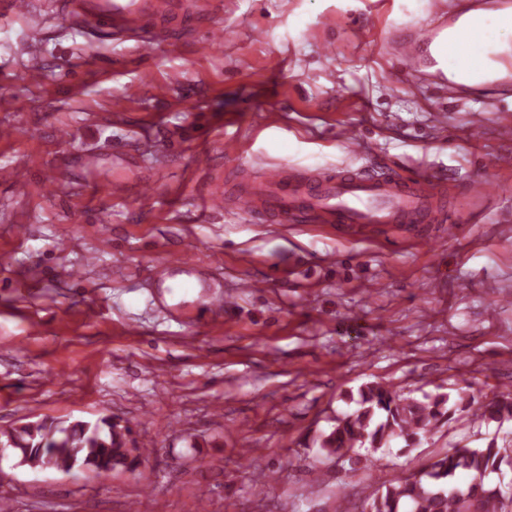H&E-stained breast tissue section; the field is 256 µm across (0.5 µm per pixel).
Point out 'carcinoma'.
<instances>
[{
  "mask_svg": "<svg viewBox=\"0 0 512 512\" xmlns=\"http://www.w3.org/2000/svg\"><path fill=\"white\" fill-rule=\"evenodd\" d=\"M470 389L417 398L384 383H368L358 390L357 408L331 419L320 448L326 460L341 465L362 448H388L399 439L409 446L454 420L457 412L467 413L472 422L500 427L512 422V391L495 392L476 405ZM129 433L110 416L94 422L39 420L1 432L0 444L30 469L100 475L132 472L149 454L142 446L129 447ZM507 471L512 472V448L494 439L480 448L455 447L417 473L372 481L360 512H512V484L503 483Z\"/></svg>",
  "mask_w": 512,
  "mask_h": 512,
  "instance_id": "obj_1",
  "label": "carcinoma"
}]
</instances>
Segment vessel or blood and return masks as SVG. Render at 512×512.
Returning a JSON list of instances; mask_svg holds the SVG:
<instances>
[{
  "label": "vessel or blood",
  "mask_w": 512,
  "mask_h": 512,
  "mask_svg": "<svg viewBox=\"0 0 512 512\" xmlns=\"http://www.w3.org/2000/svg\"><path fill=\"white\" fill-rule=\"evenodd\" d=\"M56 9L68 21L104 28L115 38H132L144 58H151L162 41L177 40L166 22L176 17L190 20L189 36L197 54L212 50L218 28L211 9L199 8L196 0H56ZM430 34L405 35L398 42L397 58L405 70L422 66L425 56L454 59L460 80H443L436 89L448 101H456L479 65L495 62L512 74V55L493 53L480 37V26L449 25L445 0H428ZM242 143L224 139V155L201 151L195 166L208 177L205 199L208 205L240 214L264 224H341L348 227L383 224H428L438 212L431 176L418 173L405 180L396 170L378 178L335 169H320L314 175L290 164H279L249 176L235 167L231 182H224L220 170L224 160L239 158ZM32 160L18 153L12 164L0 168V182L26 185L31 181ZM194 257L172 252L154 268L160 287H170L171 270L194 266Z\"/></svg>",
  "instance_id": "1"
}]
</instances>
